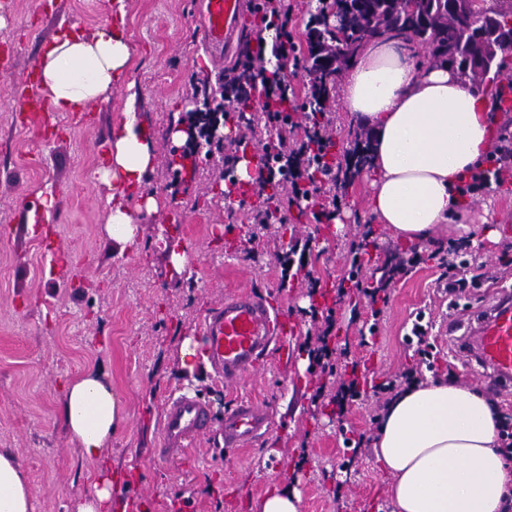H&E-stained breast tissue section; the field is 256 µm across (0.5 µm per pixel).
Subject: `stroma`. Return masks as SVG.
<instances>
[{"label": "stroma", "mask_w": 512, "mask_h": 512, "mask_svg": "<svg viewBox=\"0 0 512 512\" xmlns=\"http://www.w3.org/2000/svg\"><path fill=\"white\" fill-rule=\"evenodd\" d=\"M192 8L193 0H0V34L22 44L20 64L39 57L62 31L94 35L120 9L132 48L124 84L100 98L88 120L54 113L47 144L22 126L11 85L0 78V448L15 450L34 512H73L103 475L112 479V512L132 498L145 503V512H259L276 487L299 494V512H395L393 478L373 447L348 448L343 441L347 433L376 437L386 397L369 393L344 417L333 413L335 379L308 369L306 312L313 298L300 282L282 286L279 256L296 246L304 270L335 290L332 344L377 382L418 365L405 336L421 313L433 325L435 345L434 368L424 378L451 375L460 385L486 387L481 367L449 357L448 321L484 308L491 295L445 293L446 270L432 261L395 277L378 319H371L364 296L339 294L347 252L363 233L372 243L366 278H380L386 256L408 245L371 211L370 168L345 167L362 126L342 107L338 76L327 110L336 126L340 210L333 222L315 223L310 213L289 208L283 190L282 223L249 240L245 213L225 197L214 159L201 154L185 165L173 152L174 127L195 107L194 87L217 72ZM131 94L155 154L140 194L155 197L159 207L137 213L138 241L123 248L105 231L112 189L96 176L103 166L97 146L111 144ZM49 195L54 206L42 209ZM457 221L476 227L470 250L491 268H499L501 256L512 259V190L466 199ZM162 237L178 242L183 273L170 268L158 247ZM236 290L274 296L301 332L289 339L287 360H272L227 390L208 362L190 373L178 355L185 338L203 343L204 311ZM372 321L375 334L362 338V326ZM94 367L105 372L125 416L98 463L81 458L61 416L68 381ZM180 389L203 396L217 422L237 399L272 402L274 425L245 449L224 447L214 435L186 457L160 461L154 450L161 406Z\"/></svg>", "instance_id": "stroma-1"}]
</instances>
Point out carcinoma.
<instances>
[{
  "mask_svg": "<svg viewBox=\"0 0 512 512\" xmlns=\"http://www.w3.org/2000/svg\"><path fill=\"white\" fill-rule=\"evenodd\" d=\"M414 4L410 11L404 0H351L347 27L337 28L334 18L322 19L314 61L325 54L343 67L362 43L396 33L426 45L436 61L456 62L460 80L472 85L501 70L498 53L512 47V0H414ZM488 11L499 19L493 29L477 24Z\"/></svg>",
  "mask_w": 512,
  "mask_h": 512,
  "instance_id": "carcinoma-1",
  "label": "carcinoma"
}]
</instances>
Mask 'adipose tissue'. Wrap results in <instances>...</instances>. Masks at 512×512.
Masks as SVG:
<instances>
[{
	"mask_svg": "<svg viewBox=\"0 0 512 512\" xmlns=\"http://www.w3.org/2000/svg\"><path fill=\"white\" fill-rule=\"evenodd\" d=\"M131 56L122 25L93 37L67 30L39 59L41 87L54 107L74 112L122 78ZM345 112L370 126L371 209L402 240L421 244L447 230L461 189L489 148L488 104L446 66H426L386 34L362 45L340 87ZM110 162L100 172L113 192L107 234L135 243L128 192L153 165L149 132L126 107ZM68 437L81 457L101 460L124 412L104 374L86 369L61 404ZM500 414L477 390L448 380L405 389L388 405L375 446L393 476L396 512H501L512 499V454L498 436ZM0 512H32L30 483L15 452L0 448Z\"/></svg>",
	"mask_w": 512,
	"mask_h": 512,
	"instance_id": "adipose-tissue-1",
	"label": "adipose tissue"
}]
</instances>
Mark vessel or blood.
<instances>
[{"label":"vessel or blood","instance_id":"vessel-or-blood-1","mask_svg":"<svg viewBox=\"0 0 512 512\" xmlns=\"http://www.w3.org/2000/svg\"><path fill=\"white\" fill-rule=\"evenodd\" d=\"M248 0H202L199 30L214 52L231 49L238 35ZM19 45L5 40L0 45V76L11 81L16 108L24 112L27 127L45 130L49 118L37 92V65L16 71ZM208 360L217 378L233 384L254 373L267 359L270 346L287 340L296 331L287 314L273 310L266 299L247 291L226 294L222 305L202 319ZM465 349L474 352L493 382L512 387V301L502 300L480 319L465 338ZM274 408L250 399L236 402L224 413V445L244 448L264 436L272 425ZM206 400L195 392L169 396L161 416L158 458L184 455L187 448L212 429Z\"/></svg>","mask_w":512,"mask_h":512}]
</instances>
